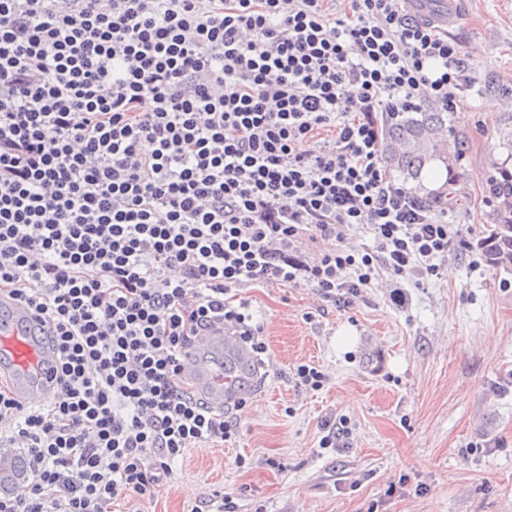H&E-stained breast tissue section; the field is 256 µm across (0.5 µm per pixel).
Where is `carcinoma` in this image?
<instances>
[{"label":"carcinoma","instance_id":"obj_1","mask_svg":"<svg viewBox=\"0 0 512 512\" xmlns=\"http://www.w3.org/2000/svg\"><path fill=\"white\" fill-rule=\"evenodd\" d=\"M448 120L446 112H420L414 116L404 112L386 121L383 154L390 169L404 180L420 178L426 164L439 160L449 171L459 161L462 140L442 137L441 130ZM498 224L488 229L480 243L486 262L512 272V213L499 209ZM26 462L22 457L0 460V490L16 488L25 478Z\"/></svg>","mask_w":512,"mask_h":512}]
</instances>
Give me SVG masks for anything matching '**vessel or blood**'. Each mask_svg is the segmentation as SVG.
<instances>
[{
  "mask_svg": "<svg viewBox=\"0 0 512 512\" xmlns=\"http://www.w3.org/2000/svg\"><path fill=\"white\" fill-rule=\"evenodd\" d=\"M417 17L448 29L458 24L461 0H409ZM55 355L41 323L24 307L0 298V376L7 378L19 400H44L54 395ZM260 372L250 349L231 331L216 325L194 336L182 360V377L212 411L222 412L250 398L240 380Z\"/></svg>",
  "mask_w": 512,
  "mask_h": 512,
  "instance_id": "b4317fda",
  "label": "vessel or blood"
}]
</instances>
